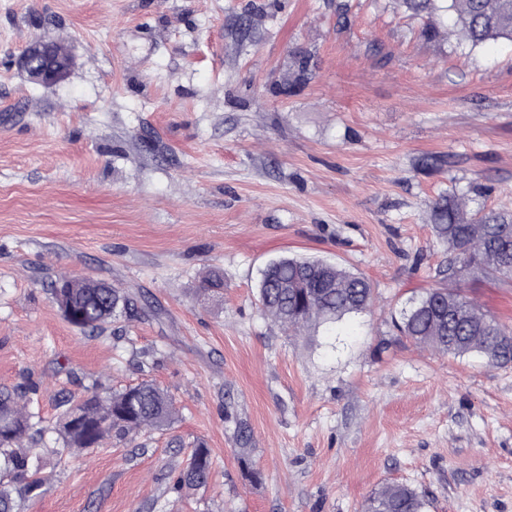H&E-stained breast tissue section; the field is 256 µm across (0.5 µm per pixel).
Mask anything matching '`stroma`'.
<instances>
[{"label":"stroma","instance_id":"obj_1","mask_svg":"<svg viewBox=\"0 0 512 512\" xmlns=\"http://www.w3.org/2000/svg\"><path fill=\"white\" fill-rule=\"evenodd\" d=\"M428 21L398 0H0V388L34 381L48 422L92 384L152 380L178 409L78 455L45 432L22 512H361L390 483L428 512H512V365L391 323L442 282L428 201L512 196V44L431 40ZM39 35L73 57L50 86L16 65ZM287 255L365 276L371 311L284 334L256 285ZM210 269L224 292L204 300ZM64 276L144 307L79 331L51 299ZM461 288L512 324V280ZM197 442L212 478L174 492Z\"/></svg>","mask_w":512,"mask_h":512}]
</instances>
